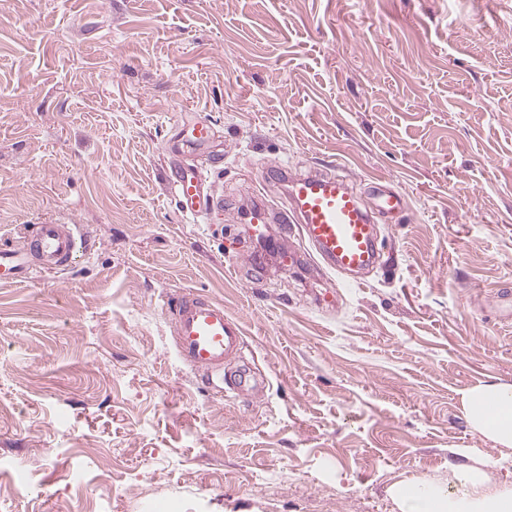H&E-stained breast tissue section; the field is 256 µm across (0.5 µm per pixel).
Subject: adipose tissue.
Here are the masks:
<instances>
[{
	"instance_id": "obj_1",
	"label": "adipose tissue",
	"mask_w": 512,
	"mask_h": 512,
	"mask_svg": "<svg viewBox=\"0 0 512 512\" xmlns=\"http://www.w3.org/2000/svg\"><path fill=\"white\" fill-rule=\"evenodd\" d=\"M462 402L471 428L499 449L512 450V383L477 384L464 392ZM489 468L486 461L452 462L447 481H401L389 494L401 512H512V483H492Z\"/></svg>"
}]
</instances>
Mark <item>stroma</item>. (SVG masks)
Listing matches in <instances>:
<instances>
[{
  "label": "stroma",
  "mask_w": 512,
  "mask_h": 512,
  "mask_svg": "<svg viewBox=\"0 0 512 512\" xmlns=\"http://www.w3.org/2000/svg\"><path fill=\"white\" fill-rule=\"evenodd\" d=\"M223 212L182 211L167 143ZM276 162L403 192L383 265L344 288L229 213ZM78 224L71 268L0 283V512H399L388 489L499 458L463 392L512 383V0H0V243ZM196 290L245 329L261 397L174 351ZM334 302H326L327 292ZM189 134V135H188ZM215 138L213 127L203 119H197L180 131L170 143L174 154L185 153V148H201L209 145Z\"/></svg>",
  "instance_id": "35a3bbf8"
}]
</instances>
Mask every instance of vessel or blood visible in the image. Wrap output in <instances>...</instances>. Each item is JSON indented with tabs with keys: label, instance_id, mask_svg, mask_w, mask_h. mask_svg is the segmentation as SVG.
Listing matches in <instances>:
<instances>
[{
	"label": "vessel or blood",
	"instance_id": "1",
	"mask_svg": "<svg viewBox=\"0 0 512 512\" xmlns=\"http://www.w3.org/2000/svg\"><path fill=\"white\" fill-rule=\"evenodd\" d=\"M215 138L213 127L195 120L171 142L173 153L201 148ZM273 170L286 199L282 210L258 204L239 213L245 224H297L316 256L342 278L344 286L361 284L375 269L382 252L378 226L389 223L408 208L397 190L375 184L362 195L345 176L315 167L303 171L277 164ZM170 185L186 211L220 212L223 197L205 192L194 166L173 167ZM88 239L76 224H37L20 242L0 247V281L31 278L36 273H58L87 252ZM172 338L180 360L200 372L207 388L221 395H245L259 390L260 380L244 354L246 336L241 322L227 314L222 303L188 291L172 306Z\"/></svg>",
	"mask_w": 512,
	"mask_h": 512
}]
</instances>
